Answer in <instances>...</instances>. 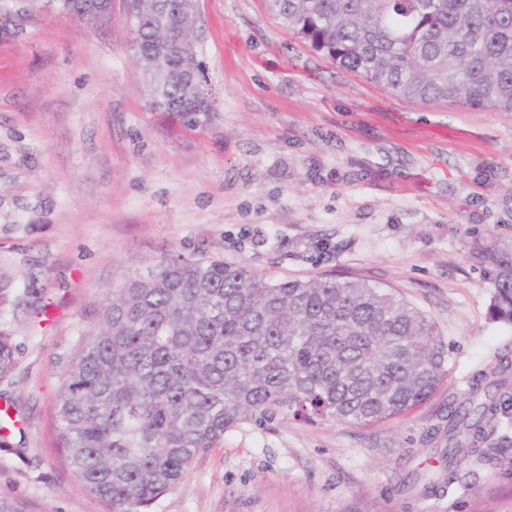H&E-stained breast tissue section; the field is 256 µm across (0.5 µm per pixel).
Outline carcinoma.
Returning <instances> with one entry per match:
<instances>
[{"instance_id":"obj_1","label":"carcinoma","mask_w":512,"mask_h":512,"mask_svg":"<svg viewBox=\"0 0 512 512\" xmlns=\"http://www.w3.org/2000/svg\"><path fill=\"white\" fill-rule=\"evenodd\" d=\"M334 66L424 103L512 113V0H265ZM94 0H42L80 17ZM133 52L165 57L151 110L197 122L199 82L179 74L181 0H146ZM493 266L489 319L512 326V244ZM423 311L361 280L275 278L222 259L169 254L127 279L80 344L54 405L56 449L112 512H146L199 455L249 421L381 423L422 405L448 375ZM14 368L0 332V379ZM495 391H490V388ZM506 381L471 384L448 413V463L493 459L512 405Z\"/></svg>"}]
</instances>
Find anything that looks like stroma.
Wrapping results in <instances>:
<instances>
[{"mask_svg":"<svg viewBox=\"0 0 512 512\" xmlns=\"http://www.w3.org/2000/svg\"><path fill=\"white\" fill-rule=\"evenodd\" d=\"M214 110L154 112L123 0L103 23L34 11L0 24V500L112 512L53 449L79 341L124 278L167 253L279 278L359 277L425 312L449 377L423 405L352 427L241 424L148 512H512V466H448L449 407L512 360L491 265L512 243V114L424 104L342 71L264 0H200Z\"/></svg>","mask_w":512,"mask_h":512,"instance_id":"35a3bbf8","label":"stroma"}]
</instances>
